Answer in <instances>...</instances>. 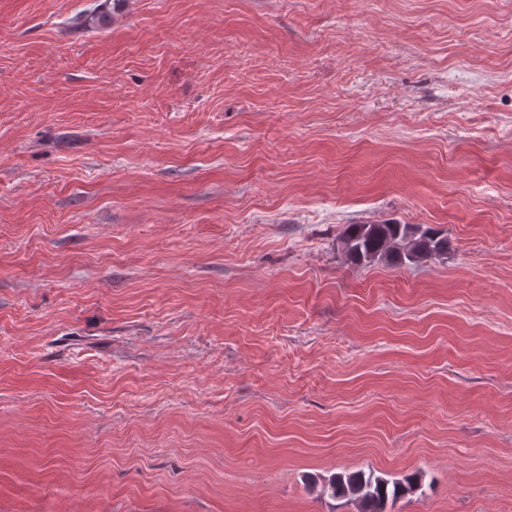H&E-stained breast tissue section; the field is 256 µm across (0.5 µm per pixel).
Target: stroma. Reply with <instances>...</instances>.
<instances>
[{
	"mask_svg": "<svg viewBox=\"0 0 512 512\" xmlns=\"http://www.w3.org/2000/svg\"><path fill=\"white\" fill-rule=\"evenodd\" d=\"M359 470L512 512V0H0V512ZM448 234L422 224H350L341 250L351 264L384 261L403 267L448 254Z\"/></svg>",
	"mask_w": 512,
	"mask_h": 512,
	"instance_id": "35a3bbf8",
	"label": "stroma"
}]
</instances>
